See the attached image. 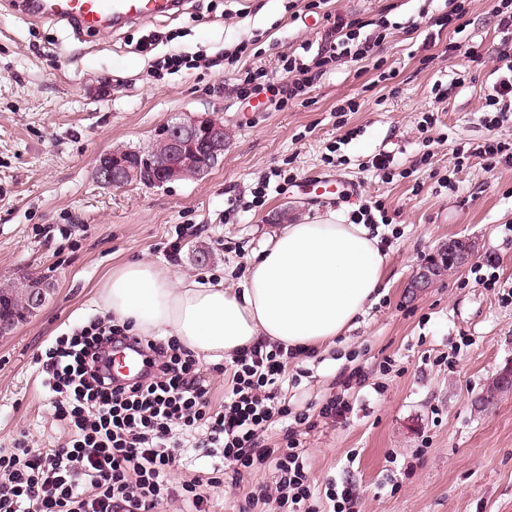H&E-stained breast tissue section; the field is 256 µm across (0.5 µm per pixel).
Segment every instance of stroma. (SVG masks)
<instances>
[{"mask_svg":"<svg viewBox=\"0 0 512 512\" xmlns=\"http://www.w3.org/2000/svg\"><path fill=\"white\" fill-rule=\"evenodd\" d=\"M448 10V0H186L171 16L76 33L0 0V283L32 271L52 288L35 316L0 336V448L22 432L37 448L66 441L34 357L102 316L98 291L112 269L146 260L178 281L232 288L278 232L280 212L292 223L347 218L379 201L388 216L379 298L335 345L303 361L300 385L281 391L314 416L341 372L367 376L347 422L302 435L310 476L350 484L361 512H512V389L488 408L477 403L512 368V166L456 164L459 149L512 138L510 126L489 133L480 110L498 78L502 36L490 0H470L454 34L419 17ZM337 16L389 22L382 56L394 79L378 81L371 62L344 57L277 111L263 95L240 103L231 72L159 76L152 67L172 53L220 58L242 43L241 67L275 76L280 55L321 49ZM150 34L159 41L147 55L138 45ZM451 41L458 50L449 55ZM472 46L482 62L471 61ZM460 73L465 82L435 100L433 86ZM349 99L357 111H343ZM428 111L435 122L423 134L417 122ZM188 114L229 128L220 165L161 187L96 181L101 154L146 148ZM378 153L393 156V179L368 168ZM259 187L264 197H255ZM456 239L473 246L468 266L411 289L414 271ZM489 260L493 288L473 272Z\"/></svg>","mask_w":512,"mask_h":512,"instance_id":"obj_1","label":"stroma"}]
</instances>
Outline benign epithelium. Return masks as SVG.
Returning <instances> with one entry per match:
<instances>
[{
  "instance_id": "1",
  "label": "benign epithelium",
  "mask_w": 512,
  "mask_h": 512,
  "mask_svg": "<svg viewBox=\"0 0 512 512\" xmlns=\"http://www.w3.org/2000/svg\"><path fill=\"white\" fill-rule=\"evenodd\" d=\"M226 146L223 123L208 116L187 117L161 129L143 154L115 148L100 155L95 177L113 188L131 181L164 184L197 178L224 158ZM471 255L470 244L461 240L452 244L448 263L434 261L423 266L414 274L411 287H427L445 272L462 268Z\"/></svg>"
}]
</instances>
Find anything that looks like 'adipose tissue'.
I'll use <instances>...</instances> for the list:
<instances>
[{
    "instance_id": "obj_1",
    "label": "adipose tissue",
    "mask_w": 512,
    "mask_h": 512,
    "mask_svg": "<svg viewBox=\"0 0 512 512\" xmlns=\"http://www.w3.org/2000/svg\"><path fill=\"white\" fill-rule=\"evenodd\" d=\"M386 257L378 236L335 216L288 224L256 252L239 287L175 284L172 272L129 261L99 291L107 314L142 336H171L207 361L260 339L317 347L349 330L372 302Z\"/></svg>"
}]
</instances>
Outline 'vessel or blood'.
<instances>
[{"mask_svg":"<svg viewBox=\"0 0 512 512\" xmlns=\"http://www.w3.org/2000/svg\"><path fill=\"white\" fill-rule=\"evenodd\" d=\"M21 14L33 19L72 25L81 32L96 31L128 20H144L166 13L172 0H15ZM145 370V356L130 346L114 352L113 377L138 380Z\"/></svg>","mask_w":512,"mask_h":512,"instance_id":"vessel-or-blood-1","label":"vessel or blood"}]
</instances>
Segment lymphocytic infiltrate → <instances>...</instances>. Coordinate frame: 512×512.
Wrapping results in <instances>:
<instances>
[{
    "label": "lymphocytic infiltrate",
    "instance_id": "1",
    "mask_svg": "<svg viewBox=\"0 0 512 512\" xmlns=\"http://www.w3.org/2000/svg\"><path fill=\"white\" fill-rule=\"evenodd\" d=\"M490 13L502 36L501 75L481 110L496 129L512 125V0H492ZM334 31L314 58L281 56L280 80L259 68L241 73L237 97L263 93L285 108L344 56L373 62L380 80L393 79L381 56L387 23L367 33L360 21L340 17ZM130 338L148 350L149 369L138 382L121 384L109 372L110 348ZM314 355L311 347L255 342L232 356L224 401L216 406L196 356L175 338L137 336L109 316L57 337L35 361L70 438L58 448H33L21 438L0 450V512H156L165 501L181 502L185 512H210L204 486L236 489L261 467L271 470L273 481L252 487L239 512L268 506L273 512H359L350 485L331 479L316 490L301 441L316 422L277 398L289 363ZM286 419L291 425L283 439L266 442L265 432ZM192 437L211 457V469L173 483L170 472Z\"/></svg>",
    "mask_w": 512,
    "mask_h": 512
}]
</instances>
